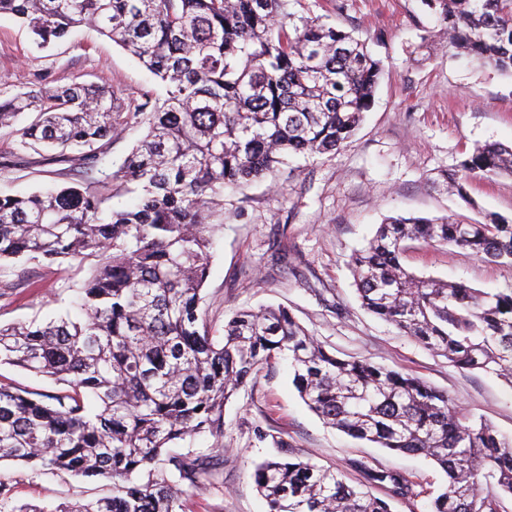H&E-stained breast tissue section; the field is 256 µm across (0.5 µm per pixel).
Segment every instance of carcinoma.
<instances>
[{
	"label": "carcinoma",
	"instance_id": "obj_1",
	"mask_svg": "<svg viewBox=\"0 0 512 512\" xmlns=\"http://www.w3.org/2000/svg\"><path fill=\"white\" fill-rule=\"evenodd\" d=\"M290 0H0L39 48L91 25L164 86L133 112L147 132L115 171L123 128L112 93L72 81L0 89V129L23 113L20 151L50 153L75 185L0 195V271L24 258L93 262L81 316L0 324V365L65 389L46 399L0 382V460L112 482V496L53 512H176L211 476L207 455L180 453L188 436L224 434V406L248 378L285 356L305 405L331 427L400 453L422 454L446 482L429 512H499L512 496V440L466 418L448 393L367 358L329 353L285 307L236 312L220 340L202 310L224 189L275 174L290 155L336 152L370 110L382 75L364 40L318 18L295 19ZM448 47L512 75V0H422ZM512 175V147H477L448 183L461 199L476 177ZM136 203L115 210L100 188ZM454 244L512 263V224L492 215L390 218L351 259L361 307L457 367L512 381V292L488 293L418 276L405 242ZM353 471L385 497L345 480ZM268 512H390L420 495L403 472L349 459L324 467L298 455L256 465ZM0 481V512L8 507Z\"/></svg>",
	"mask_w": 512,
	"mask_h": 512
}]
</instances>
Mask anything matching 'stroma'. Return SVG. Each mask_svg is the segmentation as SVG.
Wrapping results in <instances>:
<instances>
[{
	"mask_svg": "<svg viewBox=\"0 0 512 512\" xmlns=\"http://www.w3.org/2000/svg\"><path fill=\"white\" fill-rule=\"evenodd\" d=\"M289 10L366 39L383 75L363 124L336 154L290 162L270 183L225 189L224 230L214 239L202 303L214 336H223L225 321L239 309L287 306L336 356L365 357L420 377L446 391L464 415L512 438V383L457 368L364 310L350 267L352 253L388 217L454 215L474 223L494 214L512 222V175L471 180L466 202L449 192L447 179L475 146H512V76L449 52L421 0H291ZM41 72L53 85L77 78L112 90L114 115L124 128L110 145L116 167L146 131L131 102L162 93L149 72L94 29H79L40 50L18 19L0 15V83L30 91ZM27 158L0 169V192L71 185L62 164L33 152ZM402 263L417 275L484 292L512 290V263L481 259L454 245L409 242ZM91 268L88 262L12 263L0 275V323L74 309ZM213 446L221 460L219 481L189 490L185 512H267L253 472L285 450L321 466L362 458L400 469L422 493L392 501L391 512H428L430 493L445 481L425 456L396 453L328 427L300 399L282 358L248 379L226 405L221 439L201 435L181 443L196 452ZM0 478L15 505L51 508L112 492L105 480L40 474L7 462L0 463Z\"/></svg>",
	"mask_w": 512,
	"mask_h": 512,
	"instance_id": "35a3bbf8",
	"label": "stroma"
}]
</instances>
